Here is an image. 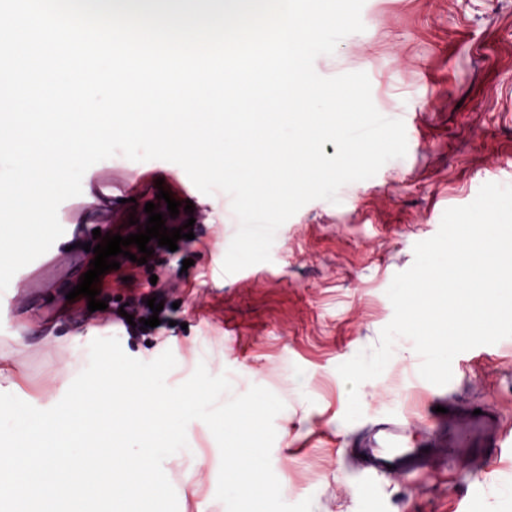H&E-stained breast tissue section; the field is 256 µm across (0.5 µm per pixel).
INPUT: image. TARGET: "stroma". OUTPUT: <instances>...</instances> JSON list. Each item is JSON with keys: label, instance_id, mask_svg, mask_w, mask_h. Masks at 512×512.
<instances>
[{"label": "stroma", "instance_id": "obj_1", "mask_svg": "<svg viewBox=\"0 0 512 512\" xmlns=\"http://www.w3.org/2000/svg\"><path fill=\"white\" fill-rule=\"evenodd\" d=\"M363 32L319 56L324 77L366 72L373 102L403 120L408 151L367 180L343 186L338 203L314 200L277 231L270 261L224 274L237 231L223 192L201 193L177 164L115 155L91 166L82 193L64 201L63 235L51 247L59 265L39 257L20 269L32 279L23 296L0 293V363L18 377V396L39 409L57 404L85 369L93 339L118 337L131 357L164 351L177 361L167 382L186 381L198 364L228 373L233 394L259 385L285 404L275 420L273 471L290 504L312 498L313 512H512V452L491 454L463 439L432 445L433 398L448 400L457 433L472 407L496 412L512 432V337L458 354L443 387L424 380L409 339H397L381 376L359 388L363 416L344 420L347 386L339 364L373 348L393 317L386 291L409 269L417 242L434 236L447 208L472 202L487 182L512 185V0H365ZM192 201L171 218L158 190ZM167 228L193 221L190 260L169 292L170 320L153 336L130 335L113 321L116 297L148 293L154 266L120 257L97 284L103 310L67 293L89 268L94 230L128 236L147 221L146 203ZM416 419L411 433L429 442L418 472L376 475L352 439L382 420ZM189 451L163 469L178 512H226L217 500L218 445L205 423L187 427Z\"/></svg>", "mask_w": 512, "mask_h": 512}]
</instances>
